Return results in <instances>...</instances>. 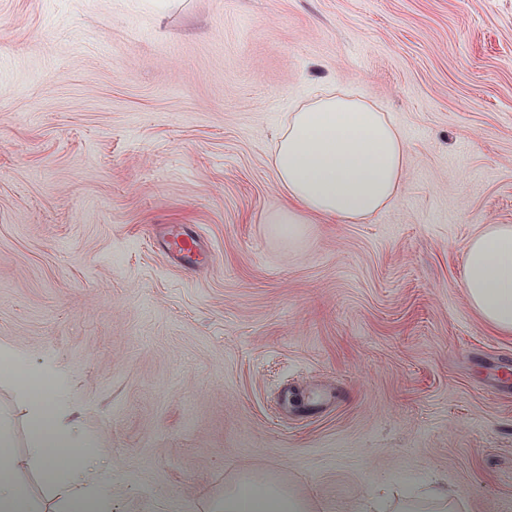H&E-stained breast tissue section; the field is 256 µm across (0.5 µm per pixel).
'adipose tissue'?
Segmentation results:
<instances>
[{
	"label": "adipose tissue",
	"mask_w": 512,
	"mask_h": 512,
	"mask_svg": "<svg viewBox=\"0 0 512 512\" xmlns=\"http://www.w3.org/2000/svg\"><path fill=\"white\" fill-rule=\"evenodd\" d=\"M272 167L285 205L265 221L297 239L304 225L339 220L359 223L399 197L410 158L398 127L375 105L352 94L321 93L290 112L280 129ZM462 288L481 320L501 335L512 334V225L494 224L464 248ZM44 385L27 390L29 460L55 492V512H110L109 485L91 468L93 440L69 432L62 419L66 380L44 368ZM19 461L0 434V512H35L16 478ZM215 512H315L305 495L266 478L245 476L224 489Z\"/></svg>",
	"instance_id": "adipose-tissue-1"
}]
</instances>
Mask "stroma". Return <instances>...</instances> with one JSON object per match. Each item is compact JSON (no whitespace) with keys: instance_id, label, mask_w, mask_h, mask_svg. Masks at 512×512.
<instances>
[{"instance_id":"1","label":"stroma","mask_w":512,"mask_h":512,"mask_svg":"<svg viewBox=\"0 0 512 512\" xmlns=\"http://www.w3.org/2000/svg\"><path fill=\"white\" fill-rule=\"evenodd\" d=\"M410 156L364 223H266L270 159L317 87ZM212 262L172 261L163 227ZM512 224V0H0V345L67 375L112 512H212L262 473L317 512L433 479L512 512V335L461 288ZM28 405L0 361V429Z\"/></svg>"}]
</instances>
